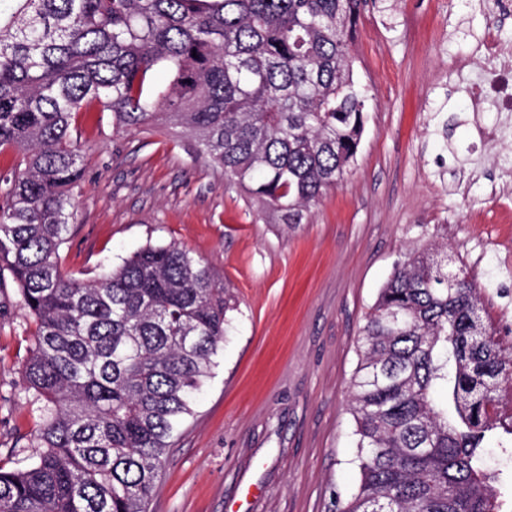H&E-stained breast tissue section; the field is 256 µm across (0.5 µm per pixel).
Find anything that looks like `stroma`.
Returning <instances> with one entry per match:
<instances>
[{"label": "stroma", "instance_id": "obj_1", "mask_svg": "<svg viewBox=\"0 0 512 512\" xmlns=\"http://www.w3.org/2000/svg\"><path fill=\"white\" fill-rule=\"evenodd\" d=\"M512 57V0H367L354 32L367 89L357 160L287 230L176 131H116L100 105L72 125L82 149L64 274L94 279L138 249L177 243L233 288L239 310L161 472L149 512H336L360 481L351 381L357 339L408 248L447 225L496 324L512 323V113L471 98L489 16ZM35 324L0 291V466H24L41 425L21 371Z\"/></svg>", "mask_w": 512, "mask_h": 512}]
</instances>
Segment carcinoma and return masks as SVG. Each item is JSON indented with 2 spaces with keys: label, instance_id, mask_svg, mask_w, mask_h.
<instances>
[{
  "label": "carcinoma",
  "instance_id": "obj_1",
  "mask_svg": "<svg viewBox=\"0 0 512 512\" xmlns=\"http://www.w3.org/2000/svg\"><path fill=\"white\" fill-rule=\"evenodd\" d=\"M364 0H0V274L36 330L23 366L42 424L0 468V512H148L237 303L175 242L93 280L60 250L82 178L71 126H168L280 224L303 223L355 163L367 96L351 44ZM168 69L166 88L148 75ZM445 245L398 262L358 337L350 412L360 485L340 512H502L486 417L512 368Z\"/></svg>",
  "mask_w": 512,
  "mask_h": 512
}]
</instances>
